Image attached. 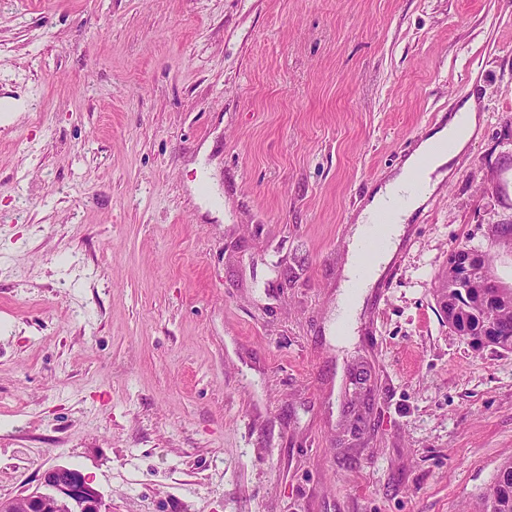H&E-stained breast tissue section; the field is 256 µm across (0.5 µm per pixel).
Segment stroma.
Listing matches in <instances>:
<instances>
[{
    "mask_svg": "<svg viewBox=\"0 0 512 512\" xmlns=\"http://www.w3.org/2000/svg\"><path fill=\"white\" fill-rule=\"evenodd\" d=\"M483 131L330 332L348 229L414 143ZM0 497L114 512H473L512 352L437 301L512 286V0H0ZM450 257L455 259L456 269L460 272L455 288L463 294H466L469 288L471 289L468 297L466 298L456 294L454 288L451 287L457 276V272L451 266L452 262H448V268L445 269L444 274L441 277L439 288L437 289L438 301L441 304V307L448 308V326L452 324V322L454 323L456 321L461 323L460 316L454 313L455 306H458L459 303L462 306L467 307L470 302L475 303L485 296L489 292L490 288H498L503 292L512 291V288H501L493 280H487V288H485V279L475 280L478 276L482 275L483 269L481 267L480 258H477L472 251L458 247L452 251ZM507 300V297H503L498 290H492L487 296L486 303L481 307L480 313H478V311L465 310L466 312L463 313L462 319L469 322L472 317L479 316L480 320L485 325V328L492 329V331L495 332V324L493 320L497 307L506 303ZM466 313L469 314L468 317L465 315ZM28 491V490H27ZM11 498H0V512H112L107 503L79 470L55 466L44 471L36 487Z\"/></svg>",
    "mask_w": 512,
    "mask_h": 512,
    "instance_id": "35a3bbf8",
    "label": "stroma"
}]
</instances>
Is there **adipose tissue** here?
<instances>
[{
  "instance_id": "1",
  "label": "adipose tissue",
  "mask_w": 512,
  "mask_h": 512,
  "mask_svg": "<svg viewBox=\"0 0 512 512\" xmlns=\"http://www.w3.org/2000/svg\"><path fill=\"white\" fill-rule=\"evenodd\" d=\"M484 116L470 98L449 115L447 122L430 129L394 168L386 181L367 198L348 236V260L336 301L332 323L339 344H347L364 296L376 287L383 271L407 236V222L453 173L452 161L466 152L482 131ZM396 205L395 219L387 229L388 245L371 265H364V243L374 215Z\"/></svg>"
}]
</instances>
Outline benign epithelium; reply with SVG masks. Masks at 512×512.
I'll return each instance as SVG.
<instances>
[{
	"mask_svg": "<svg viewBox=\"0 0 512 512\" xmlns=\"http://www.w3.org/2000/svg\"><path fill=\"white\" fill-rule=\"evenodd\" d=\"M459 276L455 288L463 294L471 288L472 282L483 273L480 259L472 251L458 247L452 251ZM491 288L481 310L467 311L462 319L469 322L478 316L486 328L495 329L494 316L497 307L506 303L507 298L496 290L498 284L487 281ZM25 512H112V504L105 501L79 470L67 466H55L44 471L36 487L11 498H0V512H17L18 506Z\"/></svg>",
	"mask_w": 512,
	"mask_h": 512,
	"instance_id": "7a95c632",
	"label": "benign epithelium"
}]
</instances>
